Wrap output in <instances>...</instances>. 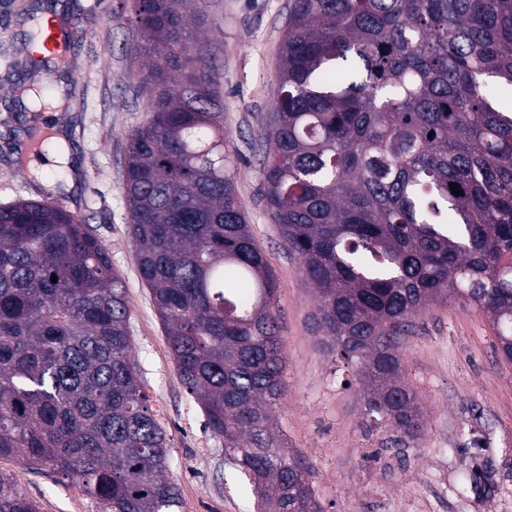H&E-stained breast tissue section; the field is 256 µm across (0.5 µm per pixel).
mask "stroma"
Segmentation results:
<instances>
[{
    "label": "stroma",
    "instance_id": "35a3bbf8",
    "mask_svg": "<svg viewBox=\"0 0 512 512\" xmlns=\"http://www.w3.org/2000/svg\"><path fill=\"white\" fill-rule=\"evenodd\" d=\"M291 0H194L197 43L209 53L224 99V130L239 159L234 180L253 237L275 282L272 298L286 357V397L277 427L309 465L325 512H512V363L481 310L456 304L422 312L402 344L403 375L423 411L424 432L396 442L374 426L356 377L328 354L312 323L315 293L266 208L262 132L274 106ZM128 0H0V204L48 199L90 224L125 284L133 348L149 404L171 452L168 476L181 512H257L256 497L205 430L185 388L150 290L142 282L122 188L127 133L147 114V57L129 23ZM66 17L80 30L63 52L64 70L42 83L75 90L68 104L36 112L18 99L29 83L27 19ZM66 131L70 166L46 192L21 139L52 125ZM0 473L39 512H99L78 486L21 459Z\"/></svg>",
    "mask_w": 512,
    "mask_h": 512
}]
</instances>
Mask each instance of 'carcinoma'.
Returning <instances> with one entry per match:
<instances>
[{"mask_svg":"<svg viewBox=\"0 0 512 512\" xmlns=\"http://www.w3.org/2000/svg\"><path fill=\"white\" fill-rule=\"evenodd\" d=\"M132 2L150 90L124 169L139 275L205 428L263 512H324L274 429L286 358L273 279L236 192L213 62L193 52L188 0ZM30 22L34 47L52 22ZM502 87L512 0H293L266 207L315 290L324 347L354 370L366 415L403 437L423 431L401 352L422 310L480 309L512 362ZM129 318L109 250L80 218L52 202L0 206V458L77 484L101 512H180ZM0 512L39 510L0 474Z\"/></svg>","mask_w":512,"mask_h":512,"instance_id":"obj_1","label":"carcinoma"}]
</instances>
